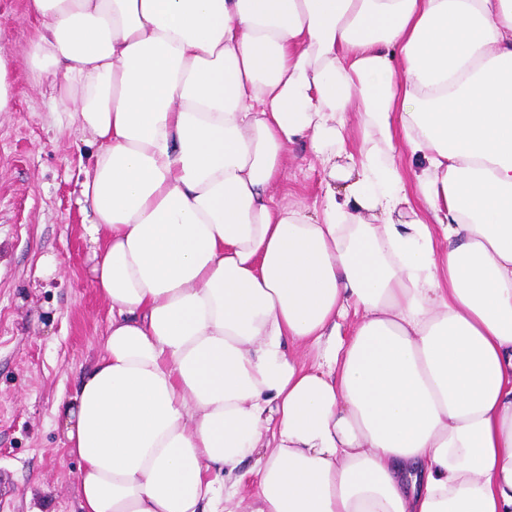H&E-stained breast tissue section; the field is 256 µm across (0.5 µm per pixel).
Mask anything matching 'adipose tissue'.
Here are the masks:
<instances>
[{"label": "adipose tissue", "mask_w": 512, "mask_h": 512, "mask_svg": "<svg viewBox=\"0 0 512 512\" xmlns=\"http://www.w3.org/2000/svg\"><path fill=\"white\" fill-rule=\"evenodd\" d=\"M29 8L112 309L81 512H512V0ZM288 167L280 193L290 202L312 206L320 201L325 189V174L308 146L289 145Z\"/></svg>", "instance_id": "obj_1"}]
</instances>
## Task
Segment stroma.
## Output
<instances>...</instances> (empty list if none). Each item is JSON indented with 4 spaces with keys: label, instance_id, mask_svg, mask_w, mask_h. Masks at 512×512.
<instances>
[{
    "label": "stroma",
    "instance_id": "35a3bbf8",
    "mask_svg": "<svg viewBox=\"0 0 512 512\" xmlns=\"http://www.w3.org/2000/svg\"><path fill=\"white\" fill-rule=\"evenodd\" d=\"M35 28L27 0H0L13 89L11 110L0 112V512H79V461L56 406L100 352L112 312L88 277V150L30 69ZM287 156L282 196L321 200L325 174L309 148L289 146ZM48 255L59 266L44 278L38 265Z\"/></svg>",
    "mask_w": 512,
    "mask_h": 512
}]
</instances>
